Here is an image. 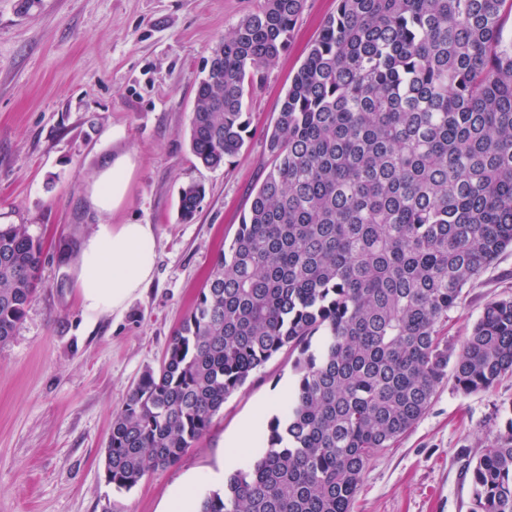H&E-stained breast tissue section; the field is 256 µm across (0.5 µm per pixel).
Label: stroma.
Listing matches in <instances>:
<instances>
[{"instance_id":"1","label":"stroma","mask_w":512,"mask_h":512,"mask_svg":"<svg viewBox=\"0 0 512 512\" xmlns=\"http://www.w3.org/2000/svg\"><path fill=\"white\" fill-rule=\"evenodd\" d=\"M258 0H0V225L22 224L42 244L37 291L0 346V512H164L173 492L223 463V440L292 391L280 353L232 394L210 431L173 466L131 491L105 478L112 416L130 387L158 366L213 260L230 243L270 165L265 131L336 0H304L290 45L249 102L241 154L217 169L190 150L198 81L216 44ZM135 161L116 224L156 233L151 283L125 308L84 314L74 262L97 222L87 187L115 155ZM205 187L192 222L179 192ZM512 297V249L451 311L453 349L489 302ZM512 424V376L465 394L453 379L429 410L374 457L353 512H470L468 465Z\"/></svg>"}]
</instances>
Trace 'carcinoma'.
I'll use <instances>...</instances> for the list:
<instances>
[{
    "label": "carcinoma",
    "instance_id": "obj_1",
    "mask_svg": "<svg viewBox=\"0 0 512 512\" xmlns=\"http://www.w3.org/2000/svg\"><path fill=\"white\" fill-rule=\"evenodd\" d=\"M304 0H262L217 44L190 147L245 146L248 100L288 50ZM512 0H338L265 135L270 167L206 285L112 417L105 477L131 491L175 465L273 356L288 409L250 466L196 512H352L370 460L452 373L465 394L512 375V298L490 302L448 367L441 325L512 247ZM204 195L179 193L193 220ZM40 241L0 227V345L38 280ZM471 512H512V424L469 464Z\"/></svg>",
    "mask_w": 512,
    "mask_h": 512
}]
</instances>
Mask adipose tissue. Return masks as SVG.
<instances>
[{
    "label": "adipose tissue",
    "instance_id": "1",
    "mask_svg": "<svg viewBox=\"0 0 512 512\" xmlns=\"http://www.w3.org/2000/svg\"><path fill=\"white\" fill-rule=\"evenodd\" d=\"M133 167L130 155L117 156L89 188L88 202L99 222L81 242L74 283L81 307L90 316L122 309L154 272L153 226L112 221L113 212L126 197Z\"/></svg>",
    "mask_w": 512,
    "mask_h": 512
}]
</instances>
